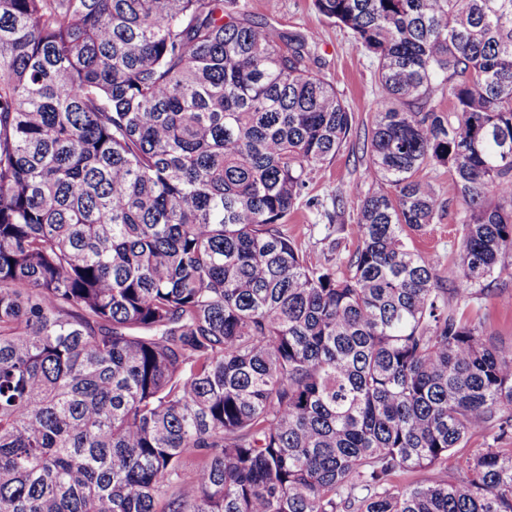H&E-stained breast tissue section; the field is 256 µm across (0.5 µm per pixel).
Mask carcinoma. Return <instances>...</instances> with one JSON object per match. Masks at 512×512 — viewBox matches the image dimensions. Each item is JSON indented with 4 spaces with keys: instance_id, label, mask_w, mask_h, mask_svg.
Instances as JSON below:
<instances>
[{
    "instance_id": "carcinoma-1",
    "label": "carcinoma",
    "mask_w": 512,
    "mask_h": 512,
    "mask_svg": "<svg viewBox=\"0 0 512 512\" xmlns=\"http://www.w3.org/2000/svg\"><path fill=\"white\" fill-rule=\"evenodd\" d=\"M314 2L383 97L342 276L280 229L353 125L315 35L0 0V512H512V346L461 310L512 252V0ZM425 173L447 203L433 223L428 224L422 232L411 234L407 243L412 250L428 256L439 276L448 280L457 271L456 257L462 243L460 222L464 206L457 200L448 206V188L451 183L448 168L437 166L427 169Z\"/></svg>"
}]
</instances>
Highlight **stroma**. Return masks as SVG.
<instances>
[{
  "mask_svg": "<svg viewBox=\"0 0 512 512\" xmlns=\"http://www.w3.org/2000/svg\"><path fill=\"white\" fill-rule=\"evenodd\" d=\"M253 17L272 32L298 31L316 34L315 54L320 70L336 86L354 115L347 142L329 161L310 175L308 184L293 212L281 229L293 240L308 263L333 266L346 272L348 259L359 244L356 231L358 186L369 156L363 149L364 136L374 112L383 103L374 76L372 60L354 43L348 30L328 21L315 8L313 0H247ZM343 201L335 211L334 198ZM464 207L451 202L432 224L410 235L409 247L428 256L442 278H452L460 250L461 219ZM506 270L492 292L466 301L464 308L474 320L484 322L496 342L512 345V256H506Z\"/></svg>",
  "mask_w": 512,
  "mask_h": 512,
  "instance_id": "1",
  "label": "stroma"
}]
</instances>
